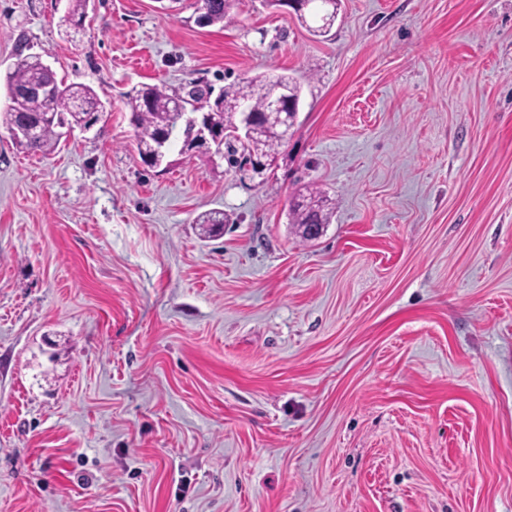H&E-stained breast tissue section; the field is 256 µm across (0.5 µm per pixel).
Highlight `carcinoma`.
Listing matches in <instances>:
<instances>
[{
    "label": "carcinoma",
    "instance_id": "cac0c4a2",
    "mask_svg": "<svg viewBox=\"0 0 512 512\" xmlns=\"http://www.w3.org/2000/svg\"><path fill=\"white\" fill-rule=\"evenodd\" d=\"M66 22L74 28L82 26L87 0H68ZM231 0H196V9H206L207 25L224 24ZM7 95L19 88L52 84L56 93L51 97L26 96L10 99L6 110L0 112V123L9 130L26 122H34L36 135L20 147L33 153L47 151L61 139L59 123L80 125L93 114H101L102 106L92 88L79 84H67L57 79L56 73L46 68L38 55L20 57L14 68L5 74ZM286 85L292 91L289 99L301 102L302 84L293 76L285 74L262 75L248 81L230 84L220 91L217 100H211V88L191 82L181 94H170L158 85L141 84L126 93V106L131 112L135 127L137 149L140 158L153 155L160 141L165 139L173 145L181 138L180 123L187 107L203 110L211 108L219 112L224 127H231L238 119L239 105L250 104L257 125H262L263 113L277 87ZM258 143L266 166L274 164L282 138H269L258 133ZM291 223L297 225L301 236L312 240L315 235L304 232L306 224L330 223L333 210L323 192L307 188L297 192L290 200ZM195 223L203 225L204 233L210 235L224 228V212L212 210L198 215Z\"/></svg>",
    "mask_w": 512,
    "mask_h": 512
}]
</instances>
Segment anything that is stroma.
Here are the masks:
<instances>
[{"label": "stroma", "instance_id": "1", "mask_svg": "<svg viewBox=\"0 0 512 512\" xmlns=\"http://www.w3.org/2000/svg\"><path fill=\"white\" fill-rule=\"evenodd\" d=\"M193 3L0 0V77L105 106L43 153L0 125V512H512V0H341L325 36ZM281 73L263 175L141 161L133 86ZM231 0H197L196 11L206 9V24L208 26L224 25V19L227 18L230 9ZM299 112H279V100L274 102L267 112L265 132L275 136H288V132L297 122ZM327 197L317 189L306 188L305 193L298 191L290 200L289 214L291 216V224H296L301 236L305 240L314 239L315 235L304 231L305 224H329L333 208L329 207Z\"/></svg>", "mask_w": 512, "mask_h": 512}]
</instances>
